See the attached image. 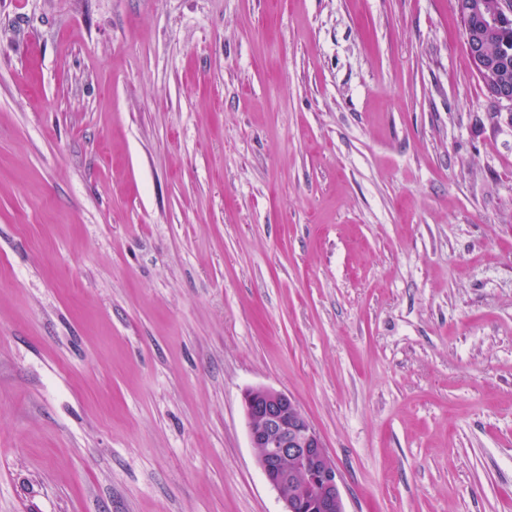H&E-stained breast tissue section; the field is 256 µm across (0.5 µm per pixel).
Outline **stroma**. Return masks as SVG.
Listing matches in <instances>:
<instances>
[{
    "mask_svg": "<svg viewBox=\"0 0 512 512\" xmlns=\"http://www.w3.org/2000/svg\"><path fill=\"white\" fill-rule=\"evenodd\" d=\"M512 512V104L456 0H0V512ZM243 405L258 466L285 502L283 512H344L336 462L296 399L253 387Z\"/></svg>",
    "mask_w": 512,
    "mask_h": 512,
    "instance_id": "1",
    "label": "stroma"
}]
</instances>
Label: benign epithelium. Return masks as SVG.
Returning a JSON list of instances; mask_svg holds the SVG:
<instances>
[{"instance_id":"7a95c632","label":"benign epithelium","mask_w":512,"mask_h":512,"mask_svg":"<svg viewBox=\"0 0 512 512\" xmlns=\"http://www.w3.org/2000/svg\"><path fill=\"white\" fill-rule=\"evenodd\" d=\"M467 30V48L488 94L512 105L508 57L512 42L503 40V57L486 53L488 40L512 26V0H457ZM251 446L268 483L285 502L284 512H344L336 462L318 431L284 391L253 387L243 394Z\"/></svg>"}]
</instances>
